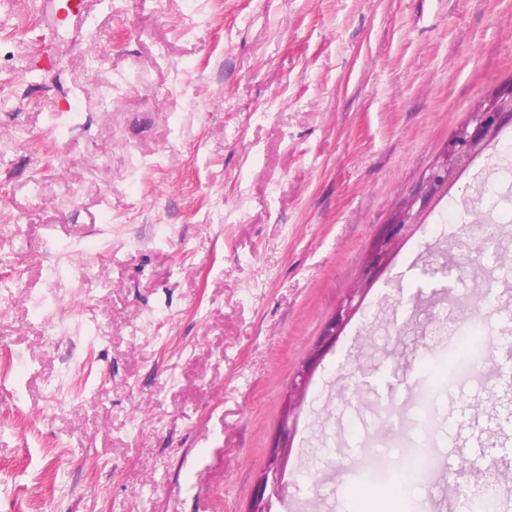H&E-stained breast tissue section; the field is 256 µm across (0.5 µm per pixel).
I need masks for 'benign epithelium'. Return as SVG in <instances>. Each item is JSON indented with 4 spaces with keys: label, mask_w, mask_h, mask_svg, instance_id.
<instances>
[{
    "label": "benign epithelium",
    "mask_w": 512,
    "mask_h": 512,
    "mask_svg": "<svg viewBox=\"0 0 512 512\" xmlns=\"http://www.w3.org/2000/svg\"><path fill=\"white\" fill-rule=\"evenodd\" d=\"M512 122V91L497 94L477 105L466 123L459 127L442 153L431 165L428 175L395 212L391 222L373 241L363 263V290H368L377 274L392 261L399 247L410 239L429 204L443 194L472 157L495 142L507 123ZM361 302L351 296L325 324L322 343L309 354L301 369L302 380H307L317 367L326 346L336 341L347 323L360 308ZM298 405L295 391H288L280 432L275 436L269 453L267 472L257 480V489L246 512H271L270 496L266 495L268 474H280L286 467L290 437V418Z\"/></svg>",
    "instance_id": "benign-epithelium-1"
}]
</instances>
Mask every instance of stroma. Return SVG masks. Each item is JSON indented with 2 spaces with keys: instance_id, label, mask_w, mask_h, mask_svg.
Segmentation results:
<instances>
[{
  "instance_id": "obj_1",
  "label": "stroma",
  "mask_w": 512,
  "mask_h": 512,
  "mask_svg": "<svg viewBox=\"0 0 512 512\" xmlns=\"http://www.w3.org/2000/svg\"><path fill=\"white\" fill-rule=\"evenodd\" d=\"M49 23L0 0V512H244L372 239L512 89V0H88L45 72ZM480 188L512 214L473 162L307 380L273 512H451L460 466L512 468V235L466 243L477 287L436 246ZM475 315L435 470L366 477L448 362L431 325Z\"/></svg>"
}]
</instances>
